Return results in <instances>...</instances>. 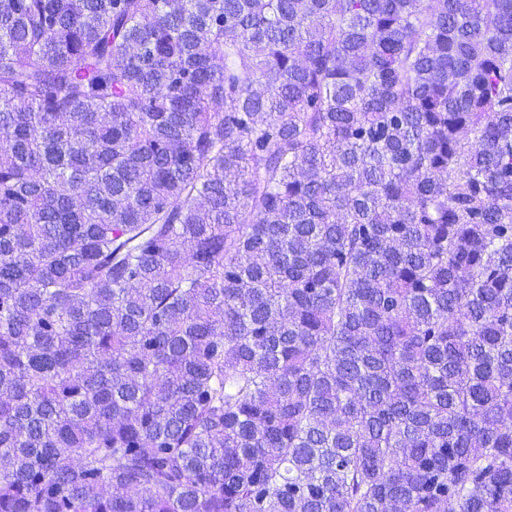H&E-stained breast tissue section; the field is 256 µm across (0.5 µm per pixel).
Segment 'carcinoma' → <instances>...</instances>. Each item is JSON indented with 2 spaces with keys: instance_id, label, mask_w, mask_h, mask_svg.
Listing matches in <instances>:
<instances>
[{
  "instance_id": "1",
  "label": "carcinoma",
  "mask_w": 512,
  "mask_h": 512,
  "mask_svg": "<svg viewBox=\"0 0 512 512\" xmlns=\"http://www.w3.org/2000/svg\"><path fill=\"white\" fill-rule=\"evenodd\" d=\"M0 512H512V0H0Z\"/></svg>"
}]
</instances>
